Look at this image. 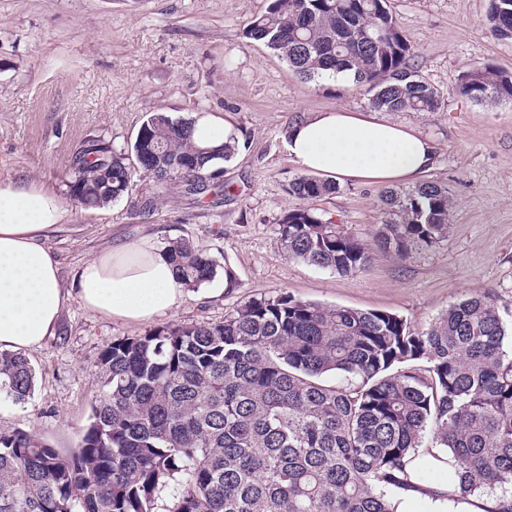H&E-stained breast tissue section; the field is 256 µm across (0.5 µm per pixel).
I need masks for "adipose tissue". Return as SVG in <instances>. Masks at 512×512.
I'll list each match as a JSON object with an SVG mask.
<instances>
[{"instance_id": "ef3b65f1", "label": "adipose tissue", "mask_w": 512, "mask_h": 512, "mask_svg": "<svg viewBox=\"0 0 512 512\" xmlns=\"http://www.w3.org/2000/svg\"><path fill=\"white\" fill-rule=\"evenodd\" d=\"M288 150L304 171L337 182L411 184L434 160L421 133L355 112H318L295 121ZM60 195L34 182L0 181V350L25 353L55 331L71 298L110 318L147 322L174 313L184 288L150 239L85 261L77 295L61 286L44 239L67 218Z\"/></svg>"}]
</instances>
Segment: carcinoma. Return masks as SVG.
<instances>
[{"mask_svg": "<svg viewBox=\"0 0 512 512\" xmlns=\"http://www.w3.org/2000/svg\"><path fill=\"white\" fill-rule=\"evenodd\" d=\"M492 35L512 39V0H489ZM247 35L307 78L349 77L383 112H436L440 97L409 69L413 48L386 0H271ZM461 92L512 101V73L467 70ZM196 118L154 112L143 137L116 151L102 139L76 154L70 195L93 208L121 198L137 154L188 195L224 191L205 174L239 141L200 147ZM334 182L302 175L288 193L308 206L279 224L288 257L341 274L375 251L404 259L444 237L448 189L389 190L367 244L314 202ZM164 253L177 280L198 288L217 264L185 238ZM512 328L492 298L472 293L424 330L394 314L323 307L288 293L253 298L220 323L171 324L112 340L99 354L98 391L79 446L61 453L35 432L0 426V512H395L412 487L409 457L446 448L450 503L512 487ZM34 370L0 351V396L23 403ZM430 443H425V439Z\"/></svg>", "mask_w": 512, "mask_h": 512, "instance_id": "cac0c4a2", "label": "carcinoma"}]
</instances>
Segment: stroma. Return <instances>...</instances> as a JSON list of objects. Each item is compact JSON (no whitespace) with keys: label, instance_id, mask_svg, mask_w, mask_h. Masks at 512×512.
<instances>
[{"label":"stroma","instance_id":"stroma-1","mask_svg":"<svg viewBox=\"0 0 512 512\" xmlns=\"http://www.w3.org/2000/svg\"><path fill=\"white\" fill-rule=\"evenodd\" d=\"M270 0H0V180L41 182L64 194L65 224L49 234L61 283L78 288L93 255L142 238L156 247L182 237L230 267L236 288L188 290L171 315L137 323L111 319L71 300L53 336L28 352L35 388L22 404L0 400V426L34 430L61 453L75 448L96 391L95 365L113 339L157 327L220 322L255 297L289 293L325 307L373 309L429 324L472 291L489 294L512 323V102L463 95L462 74L493 65L512 73V39L492 36L488 0H387L415 49L418 77L434 87L435 112H384L435 146L427 181L447 187L446 236L405 259L378 252L364 272L337 274L289 258L279 225L302 200L288 183L301 170L288 152L290 124L314 112L372 114L364 89L334 77L305 80L246 29ZM217 115L239 152L220 162L223 197L190 196L135 175L128 192L102 209L67 197L81 147L103 139L133 143L155 112ZM380 185L344 182L317 201L325 218L372 242L384 216Z\"/></svg>","mask_w":512,"mask_h":512}]
</instances>
